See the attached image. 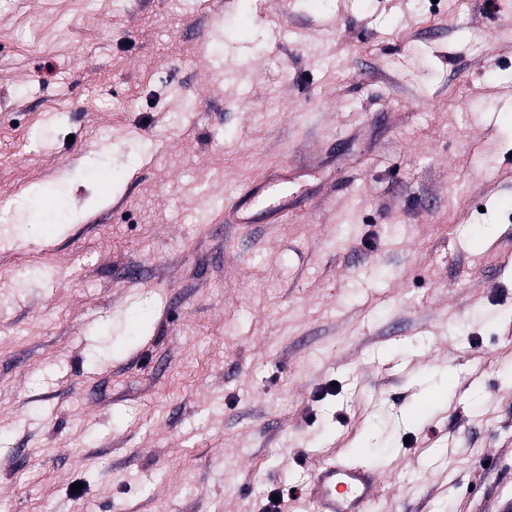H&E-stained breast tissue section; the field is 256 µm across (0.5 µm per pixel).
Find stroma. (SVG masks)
<instances>
[{
    "label": "stroma",
    "mask_w": 512,
    "mask_h": 512,
    "mask_svg": "<svg viewBox=\"0 0 512 512\" xmlns=\"http://www.w3.org/2000/svg\"><path fill=\"white\" fill-rule=\"evenodd\" d=\"M222 6L0 0V512H497L512 0ZM379 488L372 471L338 462L314 466L307 494L314 512H374Z\"/></svg>",
    "instance_id": "obj_1"
}]
</instances>
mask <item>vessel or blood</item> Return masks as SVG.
<instances>
[{
    "mask_svg": "<svg viewBox=\"0 0 512 512\" xmlns=\"http://www.w3.org/2000/svg\"><path fill=\"white\" fill-rule=\"evenodd\" d=\"M380 483L370 470L345 462L314 466L308 500L314 512H374Z\"/></svg>",
    "mask_w": 512,
    "mask_h": 512,
    "instance_id": "b4317fda",
    "label": "vessel or blood"
}]
</instances>
